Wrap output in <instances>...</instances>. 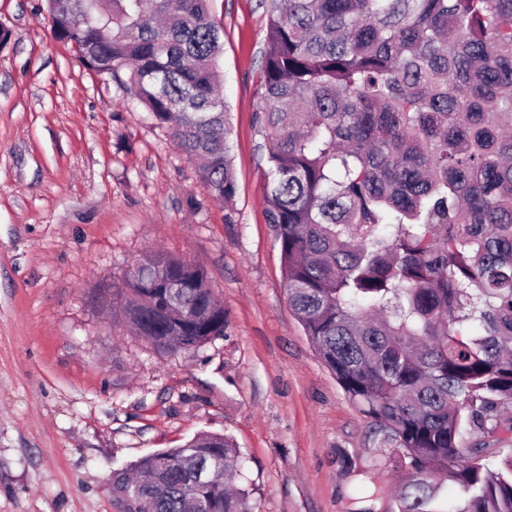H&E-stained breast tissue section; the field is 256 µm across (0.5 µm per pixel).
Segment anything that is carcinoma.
<instances>
[{"instance_id":"obj_1","label":"carcinoma","mask_w":512,"mask_h":512,"mask_svg":"<svg viewBox=\"0 0 512 512\" xmlns=\"http://www.w3.org/2000/svg\"><path fill=\"white\" fill-rule=\"evenodd\" d=\"M267 221L288 303L395 443L396 512H512V0H260ZM50 31L131 92L216 200L236 194L208 0H45ZM128 71L127 81L120 73ZM190 279L167 296L157 280ZM125 321L224 335L205 271L154 252ZM144 512H252L219 434L141 458ZM454 495L448 496L447 490Z\"/></svg>"}]
</instances>
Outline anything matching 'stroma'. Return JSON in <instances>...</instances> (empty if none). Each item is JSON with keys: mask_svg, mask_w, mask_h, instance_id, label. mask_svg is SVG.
I'll use <instances>...</instances> for the list:
<instances>
[{"mask_svg": "<svg viewBox=\"0 0 512 512\" xmlns=\"http://www.w3.org/2000/svg\"><path fill=\"white\" fill-rule=\"evenodd\" d=\"M236 180L213 199L198 165L110 76L55 40L44 0H0V512H124L117 473L201 432L244 457L253 512H392L401 477L290 309L267 221L261 104L268 18L210 0ZM199 264L224 334L161 354L124 323L145 254Z\"/></svg>", "mask_w": 512, "mask_h": 512, "instance_id": "35a3bbf8", "label": "stroma"}]
</instances>
